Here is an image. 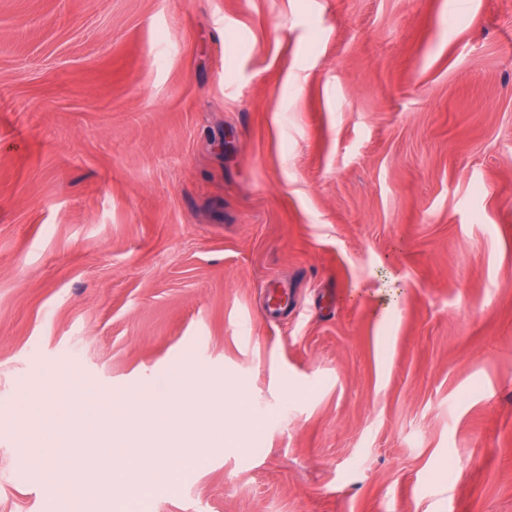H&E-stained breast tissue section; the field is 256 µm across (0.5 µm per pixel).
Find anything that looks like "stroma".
<instances>
[{"mask_svg":"<svg viewBox=\"0 0 512 512\" xmlns=\"http://www.w3.org/2000/svg\"><path fill=\"white\" fill-rule=\"evenodd\" d=\"M176 367L137 512H512V0H0V512Z\"/></svg>","mask_w":512,"mask_h":512,"instance_id":"1","label":"stroma"}]
</instances>
